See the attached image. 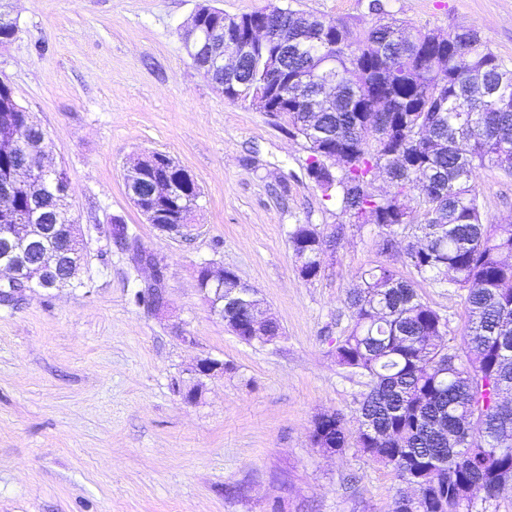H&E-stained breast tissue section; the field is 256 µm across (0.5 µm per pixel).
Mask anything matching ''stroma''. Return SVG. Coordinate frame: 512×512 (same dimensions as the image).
I'll list each match as a JSON object with an SVG mask.
<instances>
[{"instance_id": "obj_1", "label": "stroma", "mask_w": 512, "mask_h": 512, "mask_svg": "<svg viewBox=\"0 0 512 512\" xmlns=\"http://www.w3.org/2000/svg\"><path fill=\"white\" fill-rule=\"evenodd\" d=\"M206 1L228 15L288 6L356 32L391 18L474 29L512 67V0H381L379 12L372 0H9L18 33L0 75L45 131L89 233L79 284L0 306V512H389L399 481L354 439L367 380L334 355L352 326L347 294L390 266L449 337L464 328L460 293L418 279L403 247L381 250L377 225L344 224L286 121L225 99L193 64L182 26ZM152 152L201 189L189 237L159 234L126 195L128 161ZM477 190L512 224V176L481 169ZM117 217L165 273L160 311L131 302L151 272L111 242ZM298 224L344 227L309 280L289 242ZM205 262L256 288L281 336H234L198 290ZM208 357L223 375L194 374ZM333 411L349 439L325 453L312 430Z\"/></svg>"}]
</instances>
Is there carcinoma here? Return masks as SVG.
I'll list each match as a JSON object with an SVG mask.
<instances>
[{
  "instance_id": "cac0c4a2",
  "label": "carcinoma",
  "mask_w": 512,
  "mask_h": 512,
  "mask_svg": "<svg viewBox=\"0 0 512 512\" xmlns=\"http://www.w3.org/2000/svg\"><path fill=\"white\" fill-rule=\"evenodd\" d=\"M272 9L288 38L300 34L332 60L327 95L310 77L313 65L302 67L304 55L288 45V82L268 99L270 115L287 118L305 141L308 177L348 223L378 225L383 250L411 230L407 265L464 292L467 321L459 343L448 346L441 343L448 319L390 267L362 272L361 288L347 297L353 328L336 342V363L372 383L355 409L357 444L397 475L390 512H403V502L408 512H464L474 487L486 500L512 492V224H495L481 211L475 184L488 164L512 175V68L472 29L411 40L403 25L385 22L353 37L343 24L317 18L299 33L293 10ZM275 51L257 45L243 84L222 71L212 79L233 99L251 102L265 90ZM492 89L499 98L486 96ZM379 97L395 103L397 123L374 111ZM0 113L2 177L24 158L10 130L24 110L1 91ZM382 173L391 189L378 197L369 186ZM30 213L44 216L47 243L67 240L70 217L47 197L21 194L15 215H0V256L10 225ZM111 235L138 260L147 256L123 220H113ZM289 242L302 276L316 277L324 236L298 224ZM162 300L142 289L132 297L146 308ZM319 439L345 447L341 413H332Z\"/></svg>"
}]
</instances>
